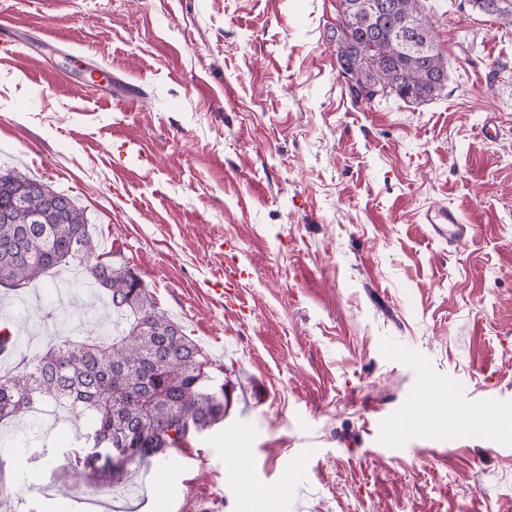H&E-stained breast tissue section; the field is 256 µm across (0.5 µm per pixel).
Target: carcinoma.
I'll return each mask as SVG.
<instances>
[{
	"mask_svg": "<svg viewBox=\"0 0 512 512\" xmlns=\"http://www.w3.org/2000/svg\"><path fill=\"white\" fill-rule=\"evenodd\" d=\"M374 0H339L336 59L353 72L351 101L433 99L448 80L422 0H394L410 23L407 51L393 24L371 23ZM472 7L512 25V0H470ZM76 263L112 307V335L49 343L0 375V421L37 402L63 404L85 418L87 451L81 474L99 484L125 479L140 466L224 421V367L190 339L183 326L157 310L148 288L126 263L101 259L85 211L73 198L16 167L0 166V287L23 289L55 268ZM131 449L115 462L100 451Z\"/></svg>",
	"mask_w": 512,
	"mask_h": 512,
	"instance_id": "cac0c4a2",
	"label": "carcinoma"
}]
</instances>
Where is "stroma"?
Here are the masks:
<instances>
[{"mask_svg":"<svg viewBox=\"0 0 512 512\" xmlns=\"http://www.w3.org/2000/svg\"><path fill=\"white\" fill-rule=\"evenodd\" d=\"M339 0H0V164L69 194L100 252L224 366L230 416L112 486L70 424H0L14 512H512V431L392 425L512 414V26L423 0L435 99L353 104ZM136 89L126 109L108 91ZM444 205L470 232L422 221ZM239 273L213 291L211 270ZM50 272L8 316L84 340ZM54 325L39 322L44 307ZM164 481L163 497L152 484Z\"/></svg>","mask_w":512,"mask_h":512,"instance_id":"35a3bbf8","label":"stroma"}]
</instances>
